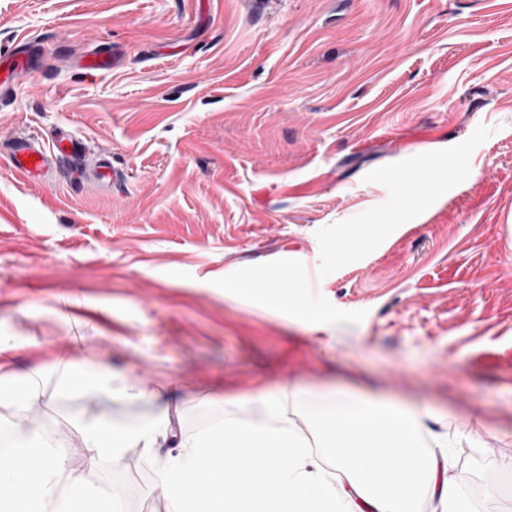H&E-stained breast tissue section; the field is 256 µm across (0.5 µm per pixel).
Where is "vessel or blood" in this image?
I'll use <instances>...</instances> for the list:
<instances>
[{
	"label": "vessel or blood",
	"instance_id": "1",
	"mask_svg": "<svg viewBox=\"0 0 512 512\" xmlns=\"http://www.w3.org/2000/svg\"><path fill=\"white\" fill-rule=\"evenodd\" d=\"M6 54L7 76L0 80L1 99L10 95L13 81L23 77L39 58L35 46L28 42L15 44ZM5 152L9 166L33 181L62 178L83 186H106L119 178L111 152L88 153L85 143L72 134L58 136L49 144L32 136H16Z\"/></svg>",
	"mask_w": 512,
	"mask_h": 512
}]
</instances>
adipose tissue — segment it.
<instances>
[{
	"label": "adipose tissue",
	"instance_id": "1",
	"mask_svg": "<svg viewBox=\"0 0 512 512\" xmlns=\"http://www.w3.org/2000/svg\"><path fill=\"white\" fill-rule=\"evenodd\" d=\"M112 373L96 364L66 363L62 384L76 392L119 395L155 405L144 422L129 425L101 413L76 418L90 467L118 462L124 449L153 456L173 441L167 464L156 470L173 512H419L422 501L439 512H474L465 476L449 478L447 466L422 447L418 421L407 410L363 402L346 395L314 407L313 419L330 466H323L298 434L281 419L280 397L259 392L239 407L248 420L228 418L193 437H176L169 407L141 381L113 384ZM41 396L38 373L0 372V403L23 413ZM0 512H113L117 493L103 492L88 471L68 464L70 446L43 445L34 430L0 420Z\"/></svg>",
	"mask_w": 512,
	"mask_h": 512
}]
</instances>
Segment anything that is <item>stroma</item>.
<instances>
[{"mask_svg": "<svg viewBox=\"0 0 512 512\" xmlns=\"http://www.w3.org/2000/svg\"><path fill=\"white\" fill-rule=\"evenodd\" d=\"M41 46L0 99V142L64 129L111 151L112 188L0 164V336L43 369L39 431L151 406L60 385L68 361L144 374L198 435L236 398L324 390L468 432L449 474L512 503V0H0V50ZM111 51V70L72 59ZM368 245L337 260L366 225ZM281 272L299 322L231 281ZM121 512H171L142 449L99 463Z\"/></svg>", "mask_w": 512, "mask_h": 512, "instance_id": "1", "label": "stroma"}]
</instances>
